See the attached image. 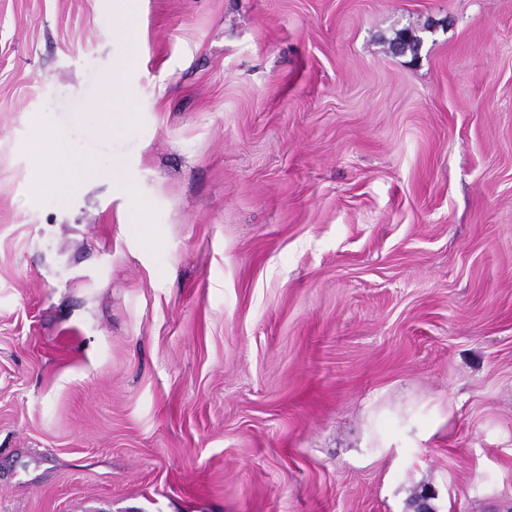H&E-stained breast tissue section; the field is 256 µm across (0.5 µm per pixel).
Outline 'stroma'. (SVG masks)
<instances>
[{
    "label": "stroma",
    "mask_w": 512,
    "mask_h": 512,
    "mask_svg": "<svg viewBox=\"0 0 512 512\" xmlns=\"http://www.w3.org/2000/svg\"><path fill=\"white\" fill-rule=\"evenodd\" d=\"M135 4L0 0V512H512V0ZM119 36L124 41L129 56L136 57L140 49L136 14L131 11L126 12L120 25ZM422 38L414 31L404 29L396 34V37L391 42V49L398 54H405L406 52L412 53L414 56L418 54ZM32 120L34 127L39 130L45 146L56 150L59 154H68L67 140L49 123L44 113H34ZM102 174V166L95 155L78 154L71 157L66 165L53 170L50 181L57 190L58 201L64 203L97 181Z\"/></svg>",
    "instance_id": "35a3bbf8"
}]
</instances>
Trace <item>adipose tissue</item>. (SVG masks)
I'll return each mask as SVG.
<instances>
[{"instance_id":"obj_1","label":"adipose tissue","mask_w":512,"mask_h":512,"mask_svg":"<svg viewBox=\"0 0 512 512\" xmlns=\"http://www.w3.org/2000/svg\"><path fill=\"white\" fill-rule=\"evenodd\" d=\"M33 125L39 130L45 146L69 157L66 165L56 168L50 174V180L57 190L59 202L68 201L79 194L85 186L97 181L102 176L103 169L95 155H69L65 137L49 123L44 113L34 114Z\"/></svg>"}]
</instances>
